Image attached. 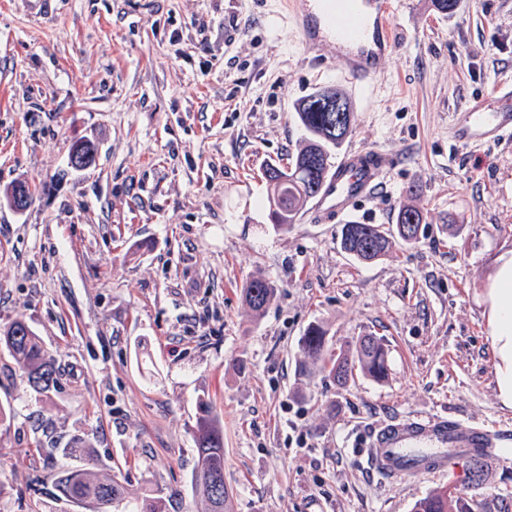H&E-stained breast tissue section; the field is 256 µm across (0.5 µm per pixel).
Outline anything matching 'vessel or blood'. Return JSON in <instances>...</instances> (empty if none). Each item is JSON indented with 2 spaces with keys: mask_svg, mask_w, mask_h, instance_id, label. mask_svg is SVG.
Instances as JSON below:
<instances>
[{
  "mask_svg": "<svg viewBox=\"0 0 512 512\" xmlns=\"http://www.w3.org/2000/svg\"><path fill=\"white\" fill-rule=\"evenodd\" d=\"M360 10L348 19L336 0H291L303 40L331 47L347 80L362 85L375 77L383 60L401 41L390 23L389 0H352ZM455 139L479 145L512 135V86L502 88L496 104L475 103L452 116ZM387 159L376 152L352 150L337 161L313 198L315 219L331 224L353 212L358 201L375 195L382 185ZM512 438L465 426L442 415H413L375 429L368 448L373 469L399 476L446 470L449 454L506 450Z\"/></svg>",
  "mask_w": 512,
  "mask_h": 512,
  "instance_id": "obj_1",
  "label": "vessel or blood"
}]
</instances>
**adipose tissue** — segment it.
Listing matches in <instances>:
<instances>
[{"mask_svg": "<svg viewBox=\"0 0 512 512\" xmlns=\"http://www.w3.org/2000/svg\"><path fill=\"white\" fill-rule=\"evenodd\" d=\"M484 305L497 357L499 397L512 406V250L498 257L486 283Z\"/></svg>", "mask_w": 512, "mask_h": 512, "instance_id": "adipose-tissue-1", "label": "adipose tissue"}]
</instances>
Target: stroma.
<instances>
[{
	"label": "stroma",
	"mask_w": 512,
	"mask_h": 512,
	"mask_svg": "<svg viewBox=\"0 0 512 512\" xmlns=\"http://www.w3.org/2000/svg\"><path fill=\"white\" fill-rule=\"evenodd\" d=\"M405 37L349 97L342 151L389 164L352 224L394 226L413 203L418 240L361 262L339 224L268 216L264 170L305 132L298 103L341 86L331 49L302 42L283 0H0V327L27 323L62 373L31 392L0 348V512H80L52 485L88 464L129 498L191 489L200 401L224 424L234 512H412L436 490L476 512H512V457H453L445 475L370 469L373 429L438 414L512 432L483 283L512 249V137H452L466 103L512 85V0H393ZM97 157L69 167L71 145ZM29 183L16 211L11 186ZM415 196H408V189ZM276 295L253 316L242 290ZM387 345L388 376L339 387L306 368L299 340Z\"/></svg>",
	"instance_id": "35a3bbf8"
}]
</instances>
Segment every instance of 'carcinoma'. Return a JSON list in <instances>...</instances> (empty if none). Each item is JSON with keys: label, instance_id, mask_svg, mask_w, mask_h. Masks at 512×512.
Masks as SVG:
<instances>
[{"label": "carcinoma", "instance_id": "1", "mask_svg": "<svg viewBox=\"0 0 512 512\" xmlns=\"http://www.w3.org/2000/svg\"><path fill=\"white\" fill-rule=\"evenodd\" d=\"M344 93L334 87H324L308 95L298 105L297 117L307 132L302 148L293 156L288 167L266 169L270 188L269 216L279 227L293 223L302 206L319 191L332 166V152L343 144L351 128L352 112L338 114L328 111L329 101ZM424 220L423 212L410 205L400 208L397 224L384 229L372 224H346L341 230V248L359 261L370 262L386 255L395 239L411 244ZM274 294L273 284L254 277L244 288V300L259 316ZM0 346L12 356L17 371L27 385L37 393H47L58 382V369L32 328L15 320L0 328ZM306 361L328 371L341 384L358 370L376 381L386 378L388 350L376 336H363L352 358L328 354L326 332L319 324L308 326L299 344ZM197 466L192 475L193 494L204 506L203 512H229L232 491L210 486L209 474L224 470V428L218 415L202 405L194 431ZM54 485L69 502L83 504L85 512H106L112 503L122 499L123 488L113 475L102 473L95 466L58 471ZM131 512H163V500L146 496L134 504ZM413 512H474V501L450 491H434L416 501Z\"/></svg>", "mask_w": 512, "mask_h": 512}]
</instances>
